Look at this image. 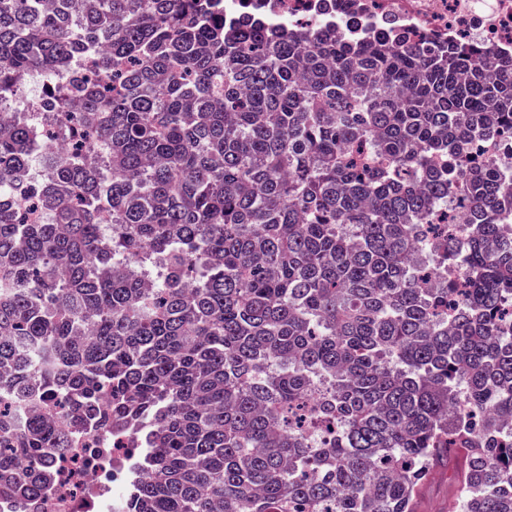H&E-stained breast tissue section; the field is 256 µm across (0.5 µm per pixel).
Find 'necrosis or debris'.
Returning a JSON list of instances; mask_svg holds the SVG:
<instances>
[{"label":"necrosis or debris","instance_id":"obj_1","mask_svg":"<svg viewBox=\"0 0 512 512\" xmlns=\"http://www.w3.org/2000/svg\"><path fill=\"white\" fill-rule=\"evenodd\" d=\"M224 20L234 26L321 23L340 36L396 33L417 44L512 51V0H224ZM61 426L69 446L51 458L48 493L25 511L16 500L0 497V512H123V491L137 455L133 437L66 420Z\"/></svg>","mask_w":512,"mask_h":512}]
</instances>
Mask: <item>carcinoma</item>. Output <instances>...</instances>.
I'll use <instances>...</instances> for the list:
<instances>
[{
	"label": "carcinoma",
	"mask_w": 512,
	"mask_h": 512,
	"mask_svg": "<svg viewBox=\"0 0 512 512\" xmlns=\"http://www.w3.org/2000/svg\"><path fill=\"white\" fill-rule=\"evenodd\" d=\"M37 75L65 150L27 182ZM1 108L0 399L140 430L126 512H417L436 468L448 512H512V170L471 149L512 131V60L230 32L224 0H0ZM458 193L471 235H432ZM7 411L25 506L68 437Z\"/></svg>",
	"instance_id": "cac0c4a2"
}]
</instances>
